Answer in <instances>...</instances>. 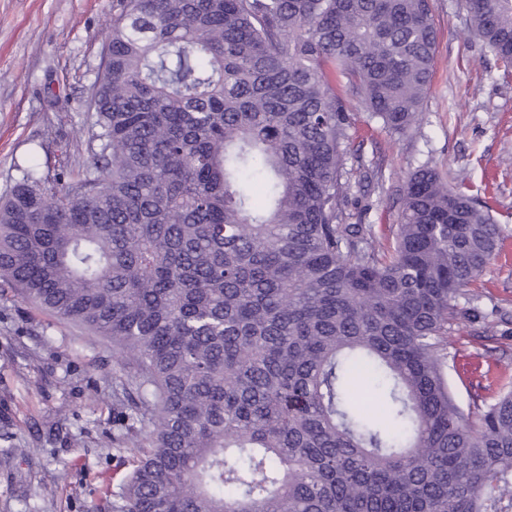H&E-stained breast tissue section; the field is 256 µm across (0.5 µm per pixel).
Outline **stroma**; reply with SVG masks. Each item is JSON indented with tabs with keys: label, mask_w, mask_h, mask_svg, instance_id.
Masks as SVG:
<instances>
[{
	"label": "stroma",
	"mask_w": 512,
	"mask_h": 512,
	"mask_svg": "<svg viewBox=\"0 0 512 512\" xmlns=\"http://www.w3.org/2000/svg\"><path fill=\"white\" fill-rule=\"evenodd\" d=\"M438 34L428 96L396 136L353 108V144L379 182L352 188L351 213L390 243L406 178L463 171L512 228V71L474 33L466 0H432ZM112 0H0V195L16 165L77 175L81 126ZM449 389L471 423L512 389V236L456 299ZM112 344L37 309L0 282V512H112L132 469L114 419Z\"/></svg>",
	"instance_id": "stroma-1"
}]
</instances>
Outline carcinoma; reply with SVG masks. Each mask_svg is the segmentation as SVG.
I'll list each match as a JSON object with an SVG mask.
<instances>
[{
	"mask_svg": "<svg viewBox=\"0 0 512 512\" xmlns=\"http://www.w3.org/2000/svg\"><path fill=\"white\" fill-rule=\"evenodd\" d=\"M468 3L512 68V0ZM436 44L430 0H112L87 162L17 167L0 280L121 356L115 512H512V390L470 426L442 369L506 227L427 166L388 248L348 223L336 85L402 134Z\"/></svg>",
	"mask_w": 512,
	"mask_h": 512,
	"instance_id": "obj_1",
	"label": "carcinoma"
}]
</instances>
